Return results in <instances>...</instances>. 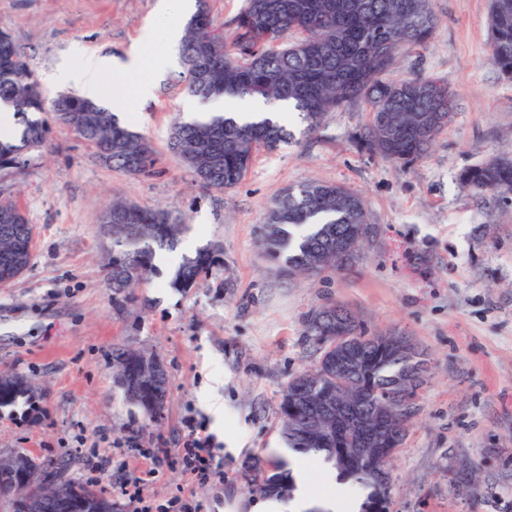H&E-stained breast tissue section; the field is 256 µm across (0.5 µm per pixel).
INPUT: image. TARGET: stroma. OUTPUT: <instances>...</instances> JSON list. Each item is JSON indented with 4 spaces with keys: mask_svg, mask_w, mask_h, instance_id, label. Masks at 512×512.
<instances>
[{
    "mask_svg": "<svg viewBox=\"0 0 512 512\" xmlns=\"http://www.w3.org/2000/svg\"><path fill=\"white\" fill-rule=\"evenodd\" d=\"M158 0H0L10 33L49 93L75 91L70 69L93 73L103 99L128 76L96 71L99 57L124 58L141 46L143 75L167 60L153 96H128L120 118L157 153L154 173L127 175L96 160L72 130L53 127L18 172H0V199H13L33 226L32 259L0 286V374L28 389L0 407V455L38 449L65 475L111 489L142 477L144 493L165 503L176 486L207 512H256L255 460L291 467L304 454L281 437V395L292 376L317 363L308 314L333 300L374 335L408 336L428 360L426 383L404 440L391 459L389 512H512V204L482 203L458 180L462 169L512 158V82L489 61L490 0H433L437 28L388 74L430 76L455 97L454 118L430 150L402 169L359 149L363 106L328 113L320 128L294 134L274 152L257 151L235 187L201 188L167 149L174 115L201 111L182 91L177 41L187 14ZM326 181L365 199L373 236L349 268L320 279L291 276L258 246L274 197L289 185ZM161 207L189 229L168 264L112 303L105 264L112 251L99 218L112 199ZM221 244L220 261L186 291L168 282L182 255ZM142 349L164 364L160 420L127 404L115 382L113 352ZM224 401L214 417L209 390ZM194 416L211 435L224 481L194 486L178 470L155 478L140 469L90 475L86 453L135 437L144 448L182 446Z\"/></svg>",
    "mask_w": 512,
    "mask_h": 512,
    "instance_id": "stroma-1",
    "label": "stroma"
}]
</instances>
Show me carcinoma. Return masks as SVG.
<instances>
[{
	"instance_id": "carcinoma-1",
	"label": "carcinoma",
	"mask_w": 512,
	"mask_h": 512,
	"mask_svg": "<svg viewBox=\"0 0 512 512\" xmlns=\"http://www.w3.org/2000/svg\"><path fill=\"white\" fill-rule=\"evenodd\" d=\"M231 35L214 24L212 0H198L186 23L181 58V81L187 95L202 99L230 96L286 102L298 112L312 132L324 117L338 109L362 104L370 114L359 134L365 151L406 167L422 158L436 137L453 119V99L448 86L436 79L415 77L385 82L381 75L392 68L399 52L427 42L437 18L432 0H245L231 19ZM490 60L512 80V0H490ZM20 120L21 133L0 134V171L18 170L27 152L44 145L47 126L41 115L50 112L56 121L75 131L95 154L108 153L105 164L129 175L150 172L156 153L150 140L123 124L99 101L76 94L50 95L12 36L0 29V110ZM293 134L283 124L265 118L239 124L217 113L206 119L178 117L169 129V149L177 155L202 187L222 191L238 185L248 172L257 150H278ZM459 181L479 200L512 202V160L490 158L463 169ZM109 209L124 217L112 225V257L106 264L112 284V303L119 305L134 288L157 272L154 259L173 251L186 225L162 208L140 206L114 199ZM9 220L10 236H0V261L16 259L22 274L32 258L33 225L26 211L12 200H0V218ZM368 223L363 197L355 190L330 182H310L284 189L260 225L262 252L283 264L290 275L314 277L326 269L342 270L355 258L344 249L358 228ZM214 245L182 256L169 287L187 289L220 258ZM355 342L356 363L342 385L336 383V360L343 354L321 345L318 363L293 376L280 402L282 435L287 447L303 454L322 455L333 463L340 481H355L370 488L360 512L387 500L388 489L365 471L341 464L336 448L322 434L308 428L306 411L319 400H349L366 413L376 401L416 395L414 374L426 365L423 353L409 343L404 352L389 350L381 335L367 336L359 329L348 307L330 302L314 310L307 320L311 336H334L338 327ZM116 361L127 360L131 382L119 383L127 403L143 413L163 407L167 374L161 371L151 387L134 380L150 375L155 357L122 349ZM258 471L251 491L283 494L292 484L283 463Z\"/></svg>"
}]
</instances>
